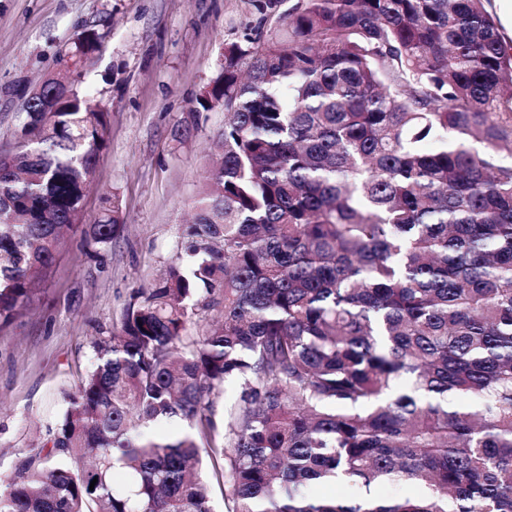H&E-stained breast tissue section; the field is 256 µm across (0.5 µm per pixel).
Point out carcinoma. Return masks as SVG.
I'll list each match as a JSON object with an SVG mask.
<instances>
[{
    "label": "carcinoma",
    "mask_w": 512,
    "mask_h": 512,
    "mask_svg": "<svg viewBox=\"0 0 512 512\" xmlns=\"http://www.w3.org/2000/svg\"><path fill=\"white\" fill-rule=\"evenodd\" d=\"M280 3L194 100L224 106L222 162L176 258L94 341L0 512H212L205 456L226 512H512V45L489 0ZM28 101L0 151L1 326L82 223L108 139L64 76ZM105 203L100 245L122 229Z\"/></svg>",
    "instance_id": "carcinoma-1"
}]
</instances>
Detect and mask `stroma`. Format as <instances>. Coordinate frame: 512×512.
<instances>
[{
  "label": "stroma",
  "instance_id": "1",
  "mask_svg": "<svg viewBox=\"0 0 512 512\" xmlns=\"http://www.w3.org/2000/svg\"><path fill=\"white\" fill-rule=\"evenodd\" d=\"M259 0H0V149L18 148L17 116L59 56L88 29L103 48L81 71L109 112V134L83 204L46 281L0 327V482L29 449L46 443L93 341L119 326L133 292L153 282L177 252L212 164L224 112L192 115L218 70L225 43L260 16ZM194 122L188 139L177 126ZM116 197L123 231L91 244L104 195Z\"/></svg>",
  "mask_w": 512,
  "mask_h": 512
}]
</instances>
